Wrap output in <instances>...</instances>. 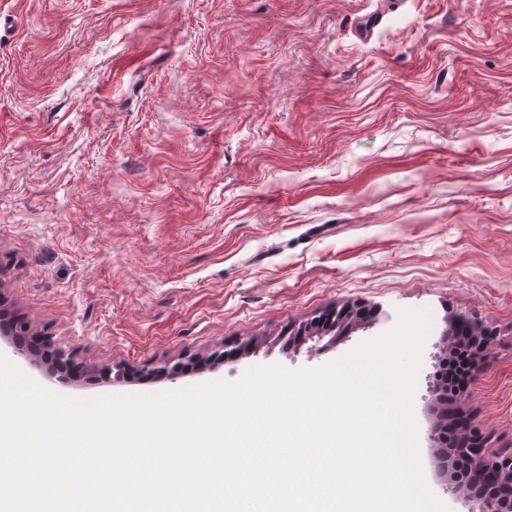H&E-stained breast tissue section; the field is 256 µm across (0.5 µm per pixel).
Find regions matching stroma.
Segmentation results:
<instances>
[{
  "label": "stroma",
  "mask_w": 512,
  "mask_h": 512,
  "mask_svg": "<svg viewBox=\"0 0 512 512\" xmlns=\"http://www.w3.org/2000/svg\"><path fill=\"white\" fill-rule=\"evenodd\" d=\"M355 303L370 324L314 350L280 336ZM0 307L86 372L0 355L73 398L319 366L425 311L424 478L476 512L427 430L441 335L473 312L466 408L512 452V0H0ZM168 360L180 378L143 375ZM456 328L464 329V335L468 336L472 343L479 347V357L475 361L474 370V375H477L482 371L487 358L491 334L487 328L484 327L483 323H481L476 317L468 314H456L454 334H458Z\"/></svg>",
  "instance_id": "stroma-1"
}]
</instances>
